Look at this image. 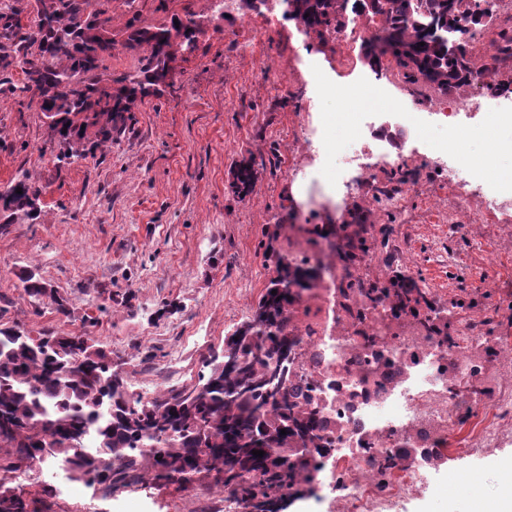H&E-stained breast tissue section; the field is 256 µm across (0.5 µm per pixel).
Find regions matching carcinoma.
<instances>
[{"label": "carcinoma", "instance_id": "1", "mask_svg": "<svg viewBox=\"0 0 512 512\" xmlns=\"http://www.w3.org/2000/svg\"><path fill=\"white\" fill-rule=\"evenodd\" d=\"M34 0L35 19L19 34L20 0L0 6V66L18 62L23 79L12 87L51 120L66 142L60 160L71 164L85 156L80 148L87 129L96 142L112 145V132L130 119L136 103L168 86L170 63L196 48L200 29L193 16L155 28L135 26L136 0H123L132 18L122 29L126 47L144 53L141 68L114 79L112 94H100L102 60L112 54L115 31L112 0ZM288 18L325 41L347 9L378 18L388 36L369 44L373 65L395 66L411 83L440 91L468 84L478 63L473 49L456 44L459 19L488 27L491 19L470 12L471 0H290ZM512 57V27L491 39ZM255 162L233 170L238 192L246 197L255 179ZM22 193H16V189ZM41 188L24 172L0 193V210L35 220ZM260 296L248 322L224 339V348L204 364L191 387L160 393L145 401L92 336L33 331L0 324V512H29L24 493L1 475L18 463L39 457L52 461L71 478L111 492L141 479L185 481L212 472L234 486L241 501L257 512H278L280 503L310 489V448H318L319 410L288 391L293 372V343L287 313L307 288V269L284 258ZM25 293L48 298L68 317L67 299L33 269L20 274ZM384 297L396 318L410 317L428 333L448 327L429 291L412 278L397 276L390 286L373 283L366 303ZM234 361L224 363V353ZM287 434H281V430ZM92 439L94 453H81ZM254 450L264 451L259 458Z\"/></svg>", "mask_w": 512, "mask_h": 512}]
</instances>
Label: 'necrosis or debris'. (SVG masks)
<instances>
[{
	"mask_svg": "<svg viewBox=\"0 0 512 512\" xmlns=\"http://www.w3.org/2000/svg\"><path fill=\"white\" fill-rule=\"evenodd\" d=\"M381 22L346 17L331 37L341 54L385 37ZM500 86L477 83L467 99L449 98L434 119L467 125L481 108L507 100ZM440 167L458 186L477 185L492 216L512 211V181L477 177L454 152ZM314 264L319 283L288 311L297 342L288 390L320 412L327 446L313 450L315 483L328 512H400L402 502L425 490L439 460L477 455L512 438V341L498 344L501 369L490 389L487 415L452 424V411L470 399L468 383L483 373L486 338L479 325H460L457 346L440 344L420 325L392 335L388 300L361 305L358 293L343 296L332 250ZM378 337L369 345L368 337ZM395 466L385 469L386 459Z\"/></svg>",
	"mask_w": 512,
	"mask_h": 512,
	"instance_id": "4bbe7bcc",
	"label": "necrosis or debris"
}]
</instances>
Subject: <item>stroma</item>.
<instances>
[{"mask_svg": "<svg viewBox=\"0 0 512 512\" xmlns=\"http://www.w3.org/2000/svg\"><path fill=\"white\" fill-rule=\"evenodd\" d=\"M176 14L204 19L196 50L178 61L161 96L136 104L111 147L87 149L70 165L58 163L63 147L43 113L10 94L19 66L0 69V191L26 172L43 203L38 219L18 215L0 228L1 319L90 332L135 387H189L250 316L274 275L268 250L287 254L285 226L297 223L303 253L326 238H351L376 256L370 266L350 265L353 275L381 286L398 273L423 280L449 312V333L479 320L486 336L512 340V223L488 235L481 198L450 186L436 154L453 141L470 166L487 163L510 179L512 126L389 127L387 149L418 189L388 208L376 187L389 170L375 169L358 189L339 188L341 173L299 150L297 134L319 125L341 154L353 139L345 113H422L445 103L444 93L393 69L377 78L358 47L349 80L360 91L327 104L334 42L288 19L267 31L237 19L212 23L210 0H140L138 23L158 27ZM249 158L257 178L243 198L230 171ZM29 267L68 300L70 317L25 294L19 273ZM15 484L30 512H224V480L206 473L186 486L150 481L107 494L45 466ZM511 489L512 439L444 462L401 512H492Z\"/></svg>", "mask_w": 512, "mask_h": 512, "instance_id": "35a3bbf8", "label": "stroma"}]
</instances>
